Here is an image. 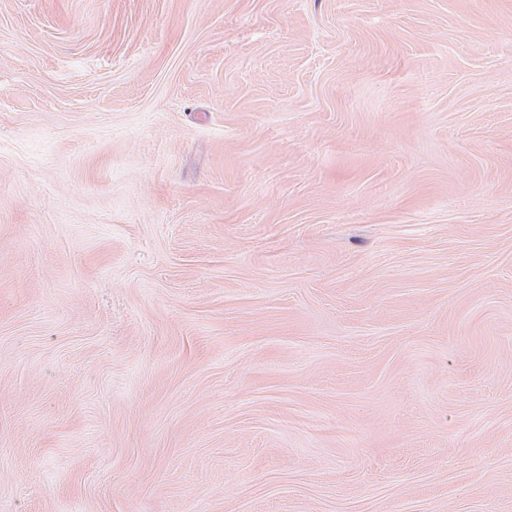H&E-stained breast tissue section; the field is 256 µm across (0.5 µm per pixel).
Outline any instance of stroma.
Segmentation results:
<instances>
[{"label":"stroma","instance_id":"obj_1","mask_svg":"<svg viewBox=\"0 0 512 512\" xmlns=\"http://www.w3.org/2000/svg\"><path fill=\"white\" fill-rule=\"evenodd\" d=\"M0 512H512V0H0Z\"/></svg>","mask_w":512,"mask_h":512}]
</instances>
